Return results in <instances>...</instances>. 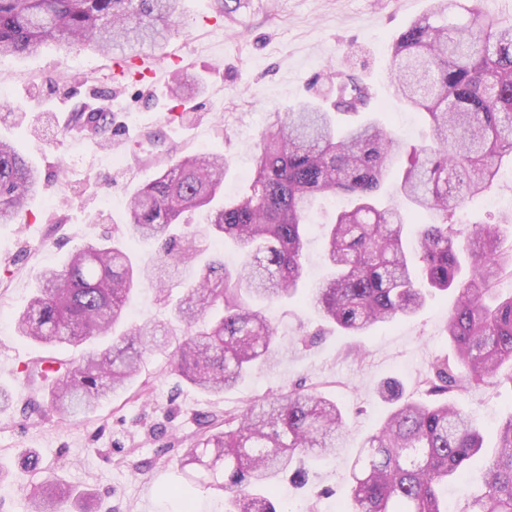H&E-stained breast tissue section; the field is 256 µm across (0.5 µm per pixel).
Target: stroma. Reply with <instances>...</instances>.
I'll use <instances>...</instances> for the list:
<instances>
[{"instance_id":"obj_1","label":"stroma","mask_w":512,"mask_h":512,"mask_svg":"<svg viewBox=\"0 0 512 512\" xmlns=\"http://www.w3.org/2000/svg\"><path fill=\"white\" fill-rule=\"evenodd\" d=\"M429 6L430 0H241L227 16L218 0H181L167 43L144 47L138 56L162 75L152 85L114 79L112 56L76 45L49 43L34 55L0 59V87L7 92L0 138L15 140L44 177L21 221L0 224V389L14 395L12 407L0 412V512H31L29 495L42 475L25 466L31 453L68 491L57 512H182L175 491L193 471L182 460L207 421L300 386L348 410L346 448L312 469L303 488L281 481L279 512L301 504L336 512L349 501V460L386 409L379 387L395 379L405 395H419L432 361L449 353L454 294H435L416 315L361 336L340 335L287 300L270 310L279 359L254 368L234 389L202 393L179 377L167 354L156 352L126 391L70 420L31 412L41 395L24 384L20 368L51 350L17 336L14 319L39 273L63 266L86 243L115 240L139 265L153 264L157 244L126 234L127 199L160 170L203 151L226 156L224 190L240 192L254 175L269 113L328 97L329 65L347 63L381 104L378 120L406 145L419 144L418 113L393 94L390 45ZM179 73L189 84L175 99L169 89ZM101 105L112 112L108 140L71 126L73 112ZM340 205L326 200L315 210L307 246L311 280L326 272L322 225ZM463 405L486 452H493L512 392L475 388Z\"/></svg>"}]
</instances>
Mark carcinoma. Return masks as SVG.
<instances>
[{
    "label": "carcinoma",
    "mask_w": 512,
    "mask_h": 512,
    "mask_svg": "<svg viewBox=\"0 0 512 512\" xmlns=\"http://www.w3.org/2000/svg\"><path fill=\"white\" fill-rule=\"evenodd\" d=\"M471 0H433L430 10L396 38L390 60L394 94L425 114L428 142L405 150L376 120L338 129L334 115L374 112V94L343 69L329 107L309 98L272 112L256 144L249 188L224 193L228 162L200 153L184 157L138 189L126 205L131 237L162 245L159 261L141 267L122 246L87 243L62 268H48L15 319L18 335L62 351L97 336L112 345L77 358L39 359L24 366L27 382L47 395L61 418L89 412L122 391L145 358L173 346L177 372L205 393L234 388L279 353L276 330L260 308L295 296L305 284L308 210L318 197L346 196L325 234L326 280L305 296L344 334L360 336L419 312L432 292L456 293L448 316L455 359H436L422 382L427 400H405L397 386L380 396L387 415L369 435L350 469L349 512H448V482L483 449V436L455 398L474 387L512 385V292L496 284L512 277V243L497 224L463 223L470 204L490 190L502 160L512 158V16L470 6ZM179 0H0V56L29 55L49 41L124 55L167 39ZM76 122L110 134L101 112ZM403 174L400 202L385 206L387 174ZM41 188L37 169L0 140V223L20 218ZM207 209L214 243H232L242 264L231 272L213 259L192 280L179 281L196 242L174 247L170 228L182 215ZM427 215L410 237L406 226ZM470 270L461 276L462 257ZM149 281L170 302L181 330L145 322L116 334L134 286ZM227 431L198 436L189 461L201 466L179 494L191 500L204 486L227 494V512H277L274 481L283 473L303 481L306 465L336 455L347 414L327 397L290 390L268 394L237 414ZM65 493L47 480L30 495L33 512H55ZM467 512H512V410L498 429L480 488Z\"/></svg>",
    "instance_id": "obj_1"
}]
</instances>
